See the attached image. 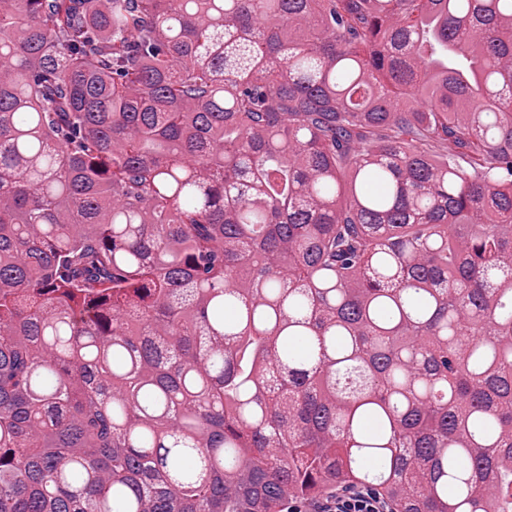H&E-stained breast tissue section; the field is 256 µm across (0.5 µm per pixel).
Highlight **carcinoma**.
I'll return each instance as SVG.
<instances>
[{
    "instance_id": "cac0c4a2",
    "label": "carcinoma",
    "mask_w": 512,
    "mask_h": 512,
    "mask_svg": "<svg viewBox=\"0 0 512 512\" xmlns=\"http://www.w3.org/2000/svg\"><path fill=\"white\" fill-rule=\"evenodd\" d=\"M512 512V0L0 7V512ZM292 512H391L389 503L374 489L359 486L325 498L288 507Z\"/></svg>"
}]
</instances>
